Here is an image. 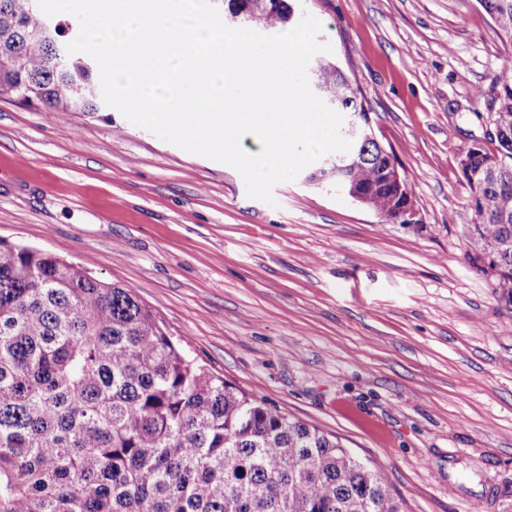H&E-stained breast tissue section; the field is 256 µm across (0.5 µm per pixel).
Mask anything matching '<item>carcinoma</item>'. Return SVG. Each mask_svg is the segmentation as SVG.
<instances>
[{"instance_id": "1", "label": "carcinoma", "mask_w": 512, "mask_h": 512, "mask_svg": "<svg viewBox=\"0 0 512 512\" xmlns=\"http://www.w3.org/2000/svg\"><path fill=\"white\" fill-rule=\"evenodd\" d=\"M512 46V0H477ZM240 24L294 23L288 0H227ZM37 0H0V95L48 116L97 112L93 64L59 44ZM338 63L314 87L344 119L366 108ZM496 151L468 153L473 237L512 304V66L493 76ZM373 142L354 143L334 182L373 189L396 223ZM0 512H402L383 469L338 438L249 397L189 358L126 288L0 240Z\"/></svg>"}]
</instances>
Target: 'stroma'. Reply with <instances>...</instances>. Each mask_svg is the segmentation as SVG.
<instances>
[{
    "instance_id": "stroma-1",
    "label": "stroma",
    "mask_w": 512,
    "mask_h": 512,
    "mask_svg": "<svg viewBox=\"0 0 512 512\" xmlns=\"http://www.w3.org/2000/svg\"><path fill=\"white\" fill-rule=\"evenodd\" d=\"M290 2L357 80L419 223L302 174L270 205L111 107L0 99V239L132 289L211 372L380 462L405 512H512V305L460 168L496 147L512 48L477 0Z\"/></svg>"
}]
</instances>
